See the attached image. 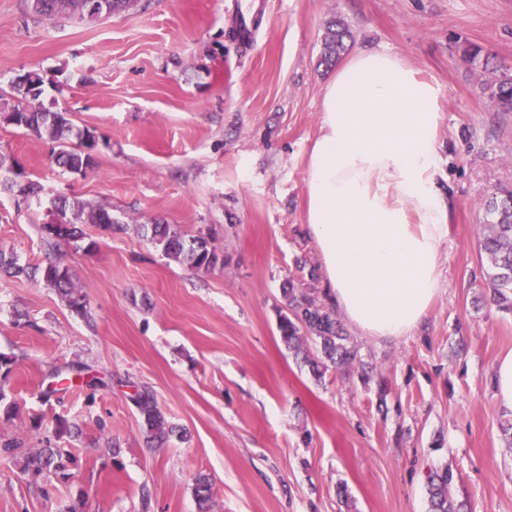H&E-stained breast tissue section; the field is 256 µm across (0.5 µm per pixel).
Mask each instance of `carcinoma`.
Masks as SVG:
<instances>
[{
    "instance_id": "carcinoma-1",
    "label": "carcinoma",
    "mask_w": 512,
    "mask_h": 512,
    "mask_svg": "<svg viewBox=\"0 0 512 512\" xmlns=\"http://www.w3.org/2000/svg\"><path fill=\"white\" fill-rule=\"evenodd\" d=\"M86 0H33L36 15L47 20H76L93 22L101 16L92 14L85 7ZM350 38L347 25L341 20L330 21L323 38L321 63L332 66L346 49ZM492 95L505 112L512 110V70L501 67L495 70ZM16 103L0 111V119L9 125L38 136L46 135L59 143L54 155L55 163L66 171L78 169L86 173L95 165L91 152L83 150L84 140L91 136L87 130H74L63 112H47L37 104L42 95V84L37 90L19 81L15 83ZM78 140L77 146L69 144L70 138ZM8 189L25 200L40 198L44 187L34 181L25 184L10 183ZM56 223L41 226L46 238L61 240L82 247L85 224H96L106 231L120 230L122 226L112 217V212L102 205H91L77 198L57 196L52 199ZM488 217L480 225V246L485 262L481 264L482 280L492 300L499 308L512 311V190H503L487 202ZM142 235L169 259L185 263L196 271L207 272L219 264L224 257L212 248L203 236H191L176 224L153 221L139 225ZM0 273L11 278L34 279L41 277L47 285L55 288L66 305L76 312H84V296L75 287L69 268L59 263L45 267L20 265L17 259L0 252ZM315 277L307 283L287 279L282 284L281 294L285 309L279 311L278 331L289 351L302 356L312 376L319 380L330 367H349L361 362L357 345L344 335L335 310L320 299L313 284ZM315 351H310V346ZM133 402L143 418L146 441L157 447L163 446L173 433V427L158 407L154 396L141 390ZM21 471L33 480L53 476L58 481L71 477V457L58 448H41L36 452H25L20 456ZM454 482L453 471L447 467L430 473L427 482L428 512H462L463 505L451 499L449 489ZM193 496L198 512H208L211 501L209 478L200 475L195 479Z\"/></svg>"
}]
</instances>
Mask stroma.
<instances>
[{
  "mask_svg": "<svg viewBox=\"0 0 512 512\" xmlns=\"http://www.w3.org/2000/svg\"><path fill=\"white\" fill-rule=\"evenodd\" d=\"M348 52L399 53L441 87L440 154L453 206L441 291L410 335L347 333L364 362L314 379L277 329L288 276L320 268L305 224V164L319 134L325 26ZM477 45L512 68V0H135L94 23L50 21L0 0V100L27 72L46 109L97 140L83 175L56 142L0 122V153L47 196L111 209L91 249L50 244L46 206L0 186V250L69 267L76 314L43 281L0 277V441H48L76 459L68 483H30L0 455V512H427V476L454 472L470 512H512V445L492 384L512 351V313L480 286L486 202L512 189V112L471 64ZM208 237L223 264L199 272L138 230L152 220ZM95 377L87 385V377ZM148 389L176 428L145 444L131 396ZM69 435L56 438L58 421Z\"/></svg>",
  "mask_w": 512,
  "mask_h": 512,
  "instance_id": "stroma-1",
  "label": "stroma"
}]
</instances>
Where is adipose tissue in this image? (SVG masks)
Masks as SVG:
<instances>
[{
	"instance_id": "adipose-tissue-1",
	"label": "adipose tissue",
	"mask_w": 512,
	"mask_h": 512,
	"mask_svg": "<svg viewBox=\"0 0 512 512\" xmlns=\"http://www.w3.org/2000/svg\"><path fill=\"white\" fill-rule=\"evenodd\" d=\"M440 94L386 49L357 50L322 91L305 222L328 302L365 336L409 335L440 291Z\"/></svg>"
}]
</instances>
